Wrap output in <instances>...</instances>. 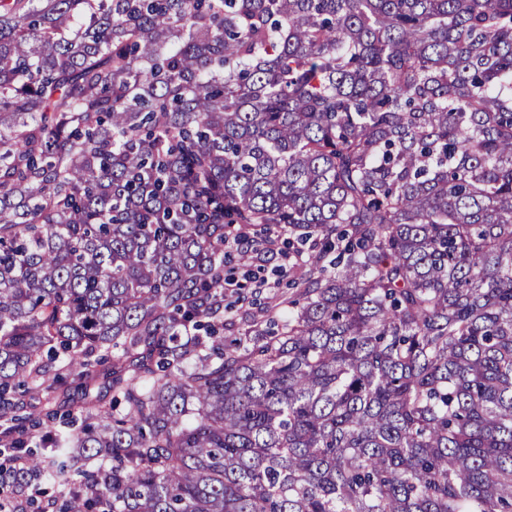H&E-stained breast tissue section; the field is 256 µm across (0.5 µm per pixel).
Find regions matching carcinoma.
<instances>
[{
    "instance_id": "cac0c4a2",
    "label": "carcinoma",
    "mask_w": 512,
    "mask_h": 512,
    "mask_svg": "<svg viewBox=\"0 0 512 512\" xmlns=\"http://www.w3.org/2000/svg\"><path fill=\"white\" fill-rule=\"evenodd\" d=\"M231 224L295 262L226 344ZM0 470L28 512H512V0H0Z\"/></svg>"
}]
</instances>
